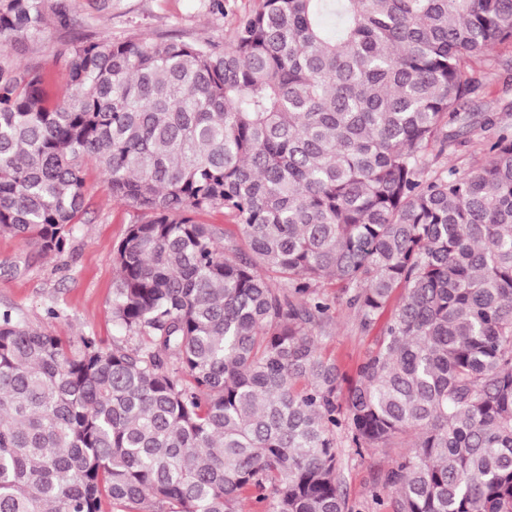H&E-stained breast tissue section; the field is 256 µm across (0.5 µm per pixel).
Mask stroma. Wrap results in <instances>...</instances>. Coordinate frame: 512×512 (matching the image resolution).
Returning a JSON list of instances; mask_svg holds the SVG:
<instances>
[{
    "label": "stroma",
    "instance_id": "stroma-1",
    "mask_svg": "<svg viewBox=\"0 0 512 512\" xmlns=\"http://www.w3.org/2000/svg\"><path fill=\"white\" fill-rule=\"evenodd\" d=\"M210 0H67L73 25L51 29L39 44L16 46L8 56L14 63L52 65L63 59L73 41L111 37L228 41L239 19L258 0H222V10ZM495 66L475 63L477 90L466 100L467 112H493L512 126V46L497 48ZM89 208L70 235V248L62 255H46L25 241L0 234V311L11 310L34 327L53 331L81 349L83 337L98 347L121 344L145 346L142 338L128 337L112 319L113 283L117 276L112 249L125 237L128 225L139 222L134 207L112 199L97 171L86 183ZM322 291L331 302L327 337L321 351L340 369L354 373L380 334L379 327L361 330L355 314L335 283ZM401 447L371 448L355 453L344 448L340 474L352 512H392L390 504H376L373 488Z\"/></svg>",
    "mask_w": 512,
    "mask_h": 512
}]
</instances>
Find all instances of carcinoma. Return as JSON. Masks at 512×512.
I'll return each mask as SVG.
<instances>
[{
  "label": "carcinoma",
  "mask_w": 512,
  "mask_h": 512,
  "mask_svg": "<svg viewBox=\"0 0 512 512\" xmlns=\"http://www.w3.org/2000/svg\"><path fill=\"white\" fill-rule=\"evenodd\" d=\"M50 12L0 0V56ZM505 43L512 0H261L222 47L80 41L53 95L0 59V234L64 253L94 161L142 215L112 317L149 342L74 354L0 313V512H350L342 433L412 438L393 512H512V128L459 111ZM326 281L385 320L352 377ZM489 134H484L485 139L475 136L473 143L469 147L458 151L452 156L454 163L461 171H468L477 167L479 164L484 163L489 157Z\"/></svg>",
  "instance_id": "carcinoma-1"
}]
</instances>
